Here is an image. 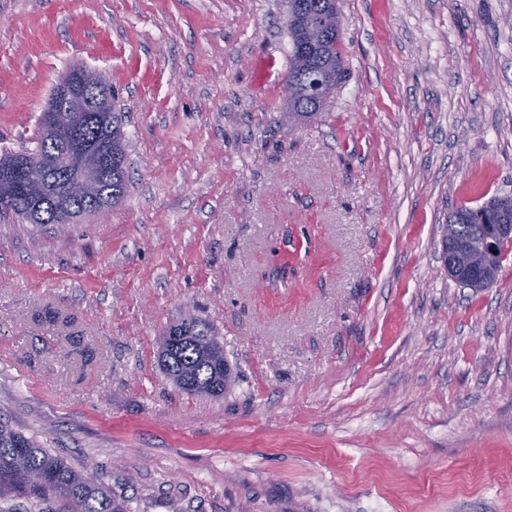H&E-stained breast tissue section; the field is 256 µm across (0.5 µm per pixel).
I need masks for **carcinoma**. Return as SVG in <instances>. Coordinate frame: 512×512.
I'll return each mask as SVG.
<instances>
[{
  "label": "carcinoma",
  "instance_id": "cac0c4a2",
  "mask_svg": "<svg viewBox=\"0 0 512 512\" xmlns=\"http://www.w3.org/2000/svg\"><path fill=\"white\" fill-rule=\"evenodd\" d=\"M290 44L288 54V129L314 118L326 109L332 93L347 76L340 50L341 24L338 0H285ZM125 115L112 110L102 126H61L54 149L62 153L75 138L87 151L112 158L99 161L92 195L71 203L72 215L81 216L120 203L128 188V148ZM48 186L38 195L23 190L0 202V216L29 224L65 221L59 211L61 170L47 172ZM512 215V196H493L477 207L460 206L443 225V242L482 243L493 234L497 220ZM508 243H498L497 253L476 265L460 266L466 276L501 270ZM160 357L165 374L190 395L222 396L233 385V373L224 345L215 330L191 313L170 324L160 337ZM22 499L39 508L55 503L59 512H128L125 502L112 497L90 468L78 470L0 418V501Z\"/></svg>",
  "mask_w": 512,
  "mask_h": 512
}]
</instances>
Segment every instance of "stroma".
<instances>
[{"mask_svg": "<svg viewBox=\"0 0 512 512\" xmlns=\"http://www.w3.org/2000/svg\"><path fill=\"white\" fill-rule=\"evenodd\" d=\"M339 7L348 76L289 133L283 0H0V153L77 66L130 141L117 206L0 218V416L130 512H512V251L481 290L441 260L512 195V0ZM187 309L223 397L159 366ZM511 215L512 196H493L477 207L460 206L443 225V242L447 247L448 240L482 243L493 234L497 220L511 218Z\"/></svg>", "mask_w": 512, "mask_h": 512, "instance_id": "obj_1", "label": "stroma"}]
</instances>
